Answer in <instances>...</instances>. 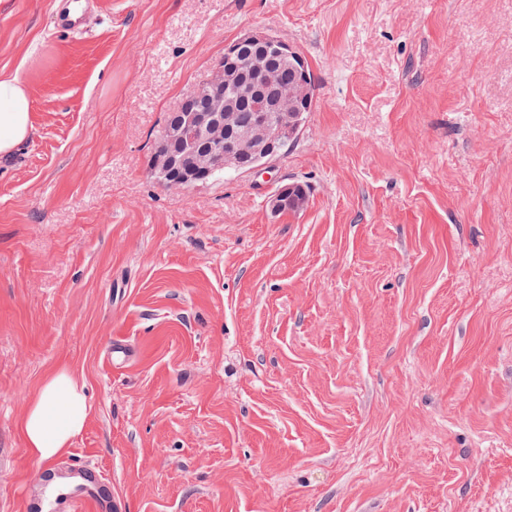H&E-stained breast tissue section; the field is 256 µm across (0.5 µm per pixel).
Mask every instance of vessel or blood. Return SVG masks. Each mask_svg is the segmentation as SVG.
I'll return each mask as SVG.
<instances>
[{
	"mask_svg": "<svg viewBox=\"0 0 512 512\" xmlns=\"http://www.w3.org/2000/svg\"><path fill=\"white\" fill-rule=\"evenodd\" d=\"M88 0H73L70 8L57 19V25L64 30H80L85 26ZM57 497L63 500L69 512H75L81 505L91 512H123L120 498L112 493V486L103 481L97 468L89 465H71L58 486Z\"/></svg>",
	"mask_w": 512,
	"mask_h": 512,
	"instance_id": "b4317fda",
	"label": "vessel or blood"
}]
</instances>
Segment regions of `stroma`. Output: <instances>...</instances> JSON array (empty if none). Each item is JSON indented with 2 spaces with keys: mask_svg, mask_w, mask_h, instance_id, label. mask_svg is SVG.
I'll list each match as a JSON object with an SVG mask.
<instances>
[{
  "mask_svg": "<svg viewBox=\"0 0 512 512\" xmlns=\"http://www.w3.org/2000/svg\"><path fill=\"white\" fill-rule=\"evenodd\" d=\"M64 2L0 0L33 123L0 157V512L69 460L125 512H512V0H96L78 33ZM256 31L309 66L297 139L159 184L165 113ZM62 364L89 414L39 461ZM307 202V193L302 184H289L276 194L273 199V209L277 212L292 208L295 211L302 209ZM87 417L84 387L62 365L44 378L19 427L29 453L47 461L70 445Z\"/></svg>",
  "mask_w": 512,
  "mask_h": 512,
  "instance_id": "1",
  "label": "stroma"
}]
</instances>
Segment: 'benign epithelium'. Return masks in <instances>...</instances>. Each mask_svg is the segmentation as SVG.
<instances>
[{
  "instance_id": "1",
  "label": "benign epithelium",
  "mask_w": 512,
  "mask_h": 512,
  "mask_svg": "<svg viewBox=\"0 0 512 512\" xmlns=\"http://www.w3.org/2000/svg\"><path fill=\"white\" fill-rule=\"evenodd\" d=\"M280 60L262 50L244 52L236 41L224 51V59L210 76L181 104V120L164 127L153 154L149 173L164 183L168 170L183 158L190 159L188 171L205 178L224 169L239 174L253 172L276 156L299 131L300 105L310 100L308 76L284 84L282 69L288 65V44L280 42ZM253 99L255 116L245 128L238 122L236 101ZM307 193L299 183L289 184L276 194L277 212L302 209Z\"/></svg>"
}]
</instances>
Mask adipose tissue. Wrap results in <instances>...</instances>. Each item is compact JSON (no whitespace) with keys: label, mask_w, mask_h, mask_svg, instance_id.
Instances as JSON below:
<instances>
[{"label":"adipose tissue","mask_w":512,"mask_h":512,"mask_svg":"<svg viewBox=\"0 0 512 512\" xmlns=\"http://www.w3.org/2000/svg\"><path fill=\"white\" fill-rule=\"evenodd\" d=\"M33 130L31 97L15 76H0V154L14 151ZM88 417L84 387L66 366L42 381L20 421L30 454L41 461L55 458L82 431Z\"/></svg>","instance_id":"ef3b65f1"}]
</instances>
